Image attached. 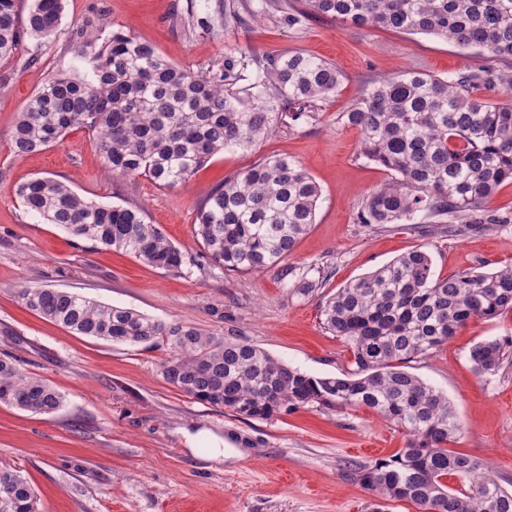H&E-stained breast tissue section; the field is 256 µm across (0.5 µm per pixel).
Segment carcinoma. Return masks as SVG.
Returning <instances> with one entry per match:
<instances>
[{
    "mask_svg": "<svg viewBox=\"0 0 512 512\" xmlns=\"http://www.w3.org/2000/svg\"><path fill=\"white\" fill-rule=\"evenodd\" d=\"M271 0L289 26L319 16L359 28L423 33L476 48L512 64V0ZM64 0H31L19 21L17 0H0V60L25 37L38 50L56 38ZM78 54L93 63L89 79L51 73L18 113L13 154L22 158L63 143L75 127L97 140L105 169L145 176L160 187L187 182L226 150L253 151L280 126L319 120L322 104L340 91L335 64L302 52L254 55L240 47L216 71L193 74L150 43L122 32L87 35ZM254 82L237 87L248 65ZM512 85V73L489 66L448 78L408 70L368 83L337 123L357 130L360 156L393 173L366 196L368 227L446 224L463 233L504 220L489 209L498 187L512 179V103L477 98ZM25 210L77 239L134 256L166 271L191 262L138 207L89 201L66 183L33 177L18 188ZM321 189L286 156L264 158L217 185L194 224L204 257L221 270L257 273L288 260L315 223ZM29 311L71 332L113 344L168 341L166 381L192 398L247 419L283 409L365 408L406 432V445L362 466L359 481L383 500H406L421 512H512V492L475 457L448 448L461 425L448 398L405 370L474 319L512 312V266L436 275L429 244H420L321 299L324 328L351 350L352 369L313 377L251 344L214 336L177 320L159 321L57 288H18ZM475 371L494 374L512 359V339L474 345ZM63 396L46 381L0 358V405L31 414L57 412ZM458 478L450 487L446 479ZM0 512H42L19 471L0 467Z\"/></svg>",
    "mask_w": 512,
    "mask_h": 512,
    "instance_id": "1",
    "label": "carcinoma"
}]
</instances>
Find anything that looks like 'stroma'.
Returning a JSON list of instances; mask_svg holds the SVG:
<instances>
[{
    "mask_svg": "<svg viewBox=\"0 0 512 512\" xmlns=\"http://www.w3.org/2000/svg\"><path fill=\"white\" fill-rule=\"evenodd\" d=\"M213 0H65L60 30L26 64L32 40L0 60V357L46 380L65 398L51 415L0 405V466L19 470L44 512H370L376 501L355 470L403 448L400 428L364 409L309 406L268 419H243L199 402L169 384L162 364L168 342L119 345L79 336L24 308L21 287L64 288L84 297L234 336L313 377L352 367L348 347L325 330L318 295L289 290L280 269L226 272L190 265L169 272L134 256L71 237L62 227L26 212L19 184L51 177L82 197L136 206L183 252L198 258L194 236L199 205L225 177L262 158L300 162L322 192L316 221L288 259L296 273L324 277L325 292L359 278L415 246H430L436 274L512 264V180L490 204L498 224L460 236L440 224H393L372 229L357 222L370 189L392 174L360 158L356 129L337 123L365 82L404 70L445 78L475 72L489 61L478 50L444 39L385 28H358L308 17L290 27L269 17L240 25L224 19L199 27ZM123 32L151 42L191 72L222 67L248 46L257 55L298 51L331 61L345 76L319 121L283 128L254 152L216 155L192 179L161 188L144 177L104 169L94 137L71 130L63 144L18 158L11 135L18 113L47 74L91 76L75 56L85 33ZM512 336V313L470 321L408 370L447 395L462 432L452 450L484 460L512 490V365L477 374L469 359L480 342ZM228 439L244 456L213 461L212 437Z\"/></svg>",
    "mask_w": 512,
    "mask_h": 512,
    "instance_id": "obj_1",
    "label": "stroma"
}]
</instances>
